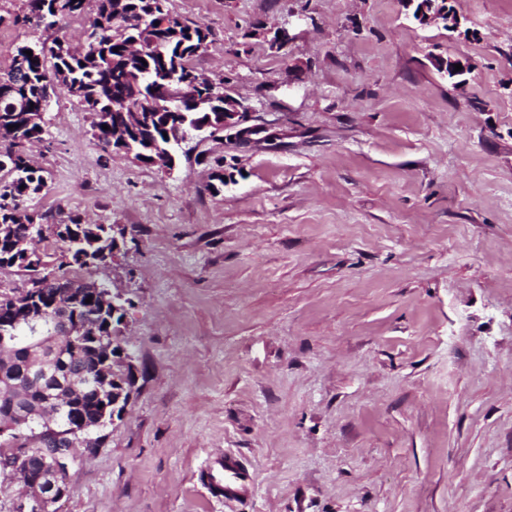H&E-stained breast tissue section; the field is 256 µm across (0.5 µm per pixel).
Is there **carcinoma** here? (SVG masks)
I'll use <instances>...</instances> for the list:
<instances>
[{"label": "carcinoma", "instance_id": "carcinoma-1", "mask_svg": "<svg viewBox=\"0 0 512 512\" xmlns=\"http://www.w3.org/2000/svg\"><path fill=\"white\" fill-rule=\"evenodd\" d=\"M97 9L89 25L92 41L88 49L76 52L62 40L16 48L9 67L0 69V171H7L11 180L0 182V267L15 266L29 276L40 277L48 289V279L66 277L43 270L42 256L37 252L25 255L19 247L22 239L36 234L39 240L52 236L66 250L76 253L86 249L100 254L98 265L112 262L103 254L105 246L98 243L94 231H104L102 224H84L75 216L49 221L53 213L28 212L25 198L39 193L45 186L42 170L30 165L20 147L42 140L43 113L50 92L63 87L87 110L95 113L94 138L109 147L112 129L125 124L123 110L140 106L142 119L130 132L134 146L133 159L149 163L152 155L169 147L170 137L164 133L180 123L186 133L205 131L214 136L223 127L224 99L216 98L202 110L184 106L183 115L174 117L150 107V99L166 98L185 87L196 93H210L224 87L220 78L212 84L201 81L193 87L187 83L199 73L191 60L206 44L208 28L174 15L167 0H96ZM85 0H26L27 13L15 16L13 22L36 23L47 28L58 19L84 10ZM32 55H27L26 51ZM53 60L47 66V60ZM108 129H103V126ZM103 353L80 346L73 351L46 348L38 364L32 366L27 353L18 349L3 355L0 349V423L4 421V405L17 401L33 411L44 395L74 393L82 396L88 411H99L101 400L91 391L95 365ZM86 369L88 379L72 373L70 365Z\"/></svg>", "mask_w": 512, "mask_h": 512}]
</instances>
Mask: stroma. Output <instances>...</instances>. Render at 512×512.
<instances>
[{
	"mask_svg": "<svg viewBox=\"0 0 512 512\" xmlns=\"http://www.w3.org/2000/svg\"><path fill=\"white\" fill-rule=\"evenodd\" d=\"M23 3L0 60L81 46L93 10L47 29L13 24ZM451 3L469 35L401 0H168L256 129L190 137L171 171L52 96L24 206L124 228L110 265L67 272L130 299L136 365L55 512H512V0ZM227 452L248 500L210 491Z\"/></svg>",
	"mask_w": 512,
	"mask_h": 512,
	"instance_id": "obj_1",
	"label": "stroma"
}]
</instances>
